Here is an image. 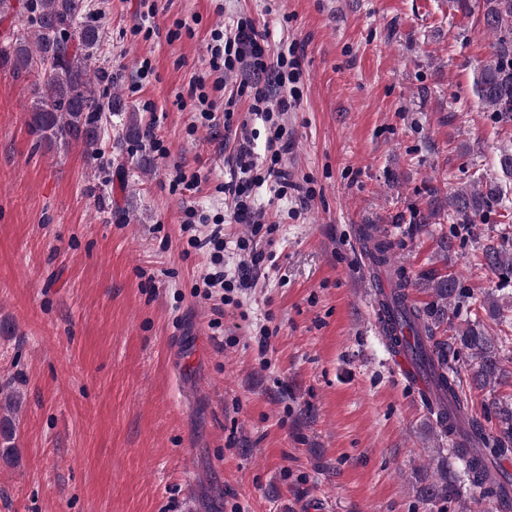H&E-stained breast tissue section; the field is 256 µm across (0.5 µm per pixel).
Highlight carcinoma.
Here are the masks:
<instances>
[{
    "instance_id": "cac0c4a2",
    "label": "carcinoma",
    "mask_w": 512,
    "mask_h": 512,
    "mask_svg": "<svg viewBox=\"0 0 512 512\" xmlns=\"http://www.w3.org/2000/svg\"><path fill=\"white\" fill-rule=\"evenodd\" d=\"M465 14L479 8L478 22L493 38L492 59L479 71L476 92L483 106L496 120L512 125V0H455ZM90 10L88 0H0V19L17 13L27 16L23 30L10 33L0 42V59L13 61L18 71L36 77L29 129L50 149L79 143L91 157L102 155V141L110 137L102 123L104 112L116 110L117 101L105 91L107 72L97 65L101 47L99 28L84 22ZM502 200L494 185L461 188L448 196V221L472 224L487 214L490 203ZM363 245L373 264L387 269L393 253L389 243L376 232L365 231ZM483 267L503 277L512 276V253L488 244L483 248ZM433 301L420 306L410 298L411 282L400 274L393 276L390 294L381 306L393 322L389 345L399 341L397 333L408 331L414 343L410 350L430 381L436 428L448 440L449 452L460 465L463 482H450L440 475L426 500L450 499L462 493V485L480 490L482 497L495 499L509 512L512 490L497 484L492 466L512 452V402L494 401L491 408L500 428L499 436L489 437L481 423L468 417V396L460 371L450 358L460 351L470 358L468 383L476 389L494 388L506 375L503 360L506 340L491 336L478 318L454 328L449 340L435 336L436 325L448 317L451 301L464 298L456 280L446 276L429 277ZM512 310L507 298L488 297L485 310L495 320L503 319V309ZM16 433L10 421H0V455L15 448Z\"/></svg>"
}]
</instances>
